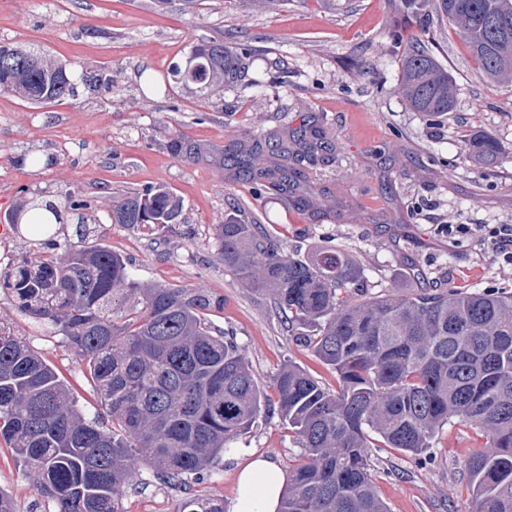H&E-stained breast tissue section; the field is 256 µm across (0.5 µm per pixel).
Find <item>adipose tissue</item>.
I'll return each mask as SVG.
<instances>
[{
    "instance_id": "1",
    "label": "adipose tissue",
    "mask_w": 512,
    "mask_h": 512,
    "mask_svg": "<svg viewBox=\"0 0 512 512\" xmlns=\"http://www.w3.org/2000/svg\"><path fill=\"white\" fill-rule=\"evenodd\" d=\"M288 474L275 461L252 454L240 466L231 512H278Z\"/></svg>"
}]
</instances>
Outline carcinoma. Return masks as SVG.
Masks as SVG:
<instances>
[{"label":"carcinoma","mask_w":512,"mask_h":512,"mask_svg":"<svg viewBox=\"0 0 512 512\" xmlns=\"http://www.w3.org/2000/svg\"><path fill=\"white\" fill-rule=\"evenodd\" d=\"M414 16L431 12L454 27L482 74L512 82V0H402ZM405 45L398 94L414 112L442 117L456 94L448 71L400 26L389 33ZM176 64V85L200 90L245 77L238 54L221 38L192 47ZM112 91V80L70 68L38 44L0 43V93L37 105L74 98L78 88ZM279 141L266 163H243L242 146L228 149L238 173L268 180L285 192L300 187L288 158L328 153L318 130ZM472 152L494 163L504 148L489 135L468 139ZM167 148L192 160L204 150L173 136ZM224 152L210 157L224 162ZM88 201L68 193L60 203L31 197L7 223L44 228L73 224L79 240L43 238L46 255L23 257L0 273V290L19 311L45 319L84 361L104 420L89 421L57 372L0 324V440L34 474L53 512H125L124 488L133 463L157 480L181 486L180 512H224V504L191 493L215 459L259 419L279 415L297 436L298 463L278 512H388L370 472L372 448L419 456L448 424L472 427L486 447L468 464L474 512H512V293L418 289L406 295L366 294L354 259L333 248L307 256L281 253L262 225L233 214L214 225L224 268L267 292L288 332L336 372L328 389L290 361L273 378L277 409L256 384L244 348L212 330L209 313L224 300L192 288L144 286L125 258L89 243ZM182 199L163 186L112 199L111 223L164 233L183 223Z\"/></svg>","instance_id":"obj_1"}]
</instances>
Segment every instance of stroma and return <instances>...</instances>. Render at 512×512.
I'll use <instances>...</instances> for the list:
<instances>
[{
	"mask_svg": "<svg viewBox=\"0 0 512 512\" xmlns=\"http://www.w3.org/2000/svg\"><path fill=\"white\" fill-rule=\"evenodd\" d=\"M401 0H0V42L34 43L54 59L78 62L112 79V90L31 105L0 94V216L21 189L30 195L88 197L94 239L122 254L144 285L198 288L222 296L213 326L243 346L253 376L271 392L282 363L295 361L327 387L336 375L286 332L268 295L241 286L217 257L214 225L229 214L264 224L282 253L327 246L351 256L372 295L418 288L512 292L501 265L477 235L454 240L450 224H512V85L486 79L455 30L431 16L415 33L447 68L456 107L440 118L411 111L397 92L402 46L387 37ZM253 49L248 78L197 91L169 84L167 72L204 38ZM317 126L336 151L303 161L308 201L255 189L231 165L173 157L178 135L211 149L288 140ZM487 134L505 153L480 161L465 136ZM56 155L51 167L32 155ZM150 185L172 189L185 222L165 236L111 223L113 197ZM0 321L39 352L79 395L87 419L101 408L84 362L52 325L20 313L0 291ZM485 440L451 424L420 456L373 449L371 472L389 512H472L468 462ZM282 468L301 450L279 418L262 419L216 459L200 493L232 502L237 465L248 452ZM144 484L126 492V512H178L183 489L138 466ZM0 489L18 512H52L33 475L0 444Z\"/></svg>",
	"mask_w": 512,
	"mask_h": 512,
	"instance_id": "obj_1",
	"label": "stroma"
}]
</instances>
